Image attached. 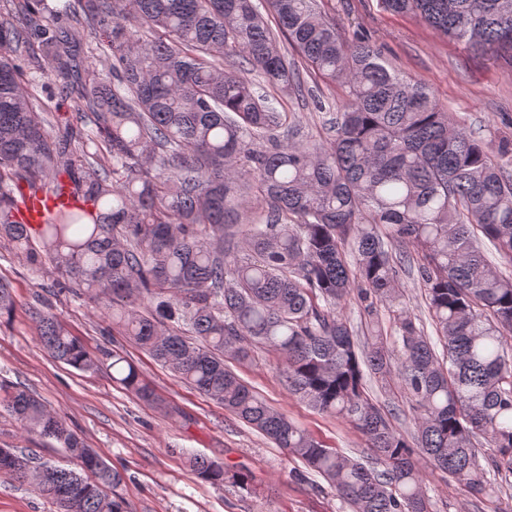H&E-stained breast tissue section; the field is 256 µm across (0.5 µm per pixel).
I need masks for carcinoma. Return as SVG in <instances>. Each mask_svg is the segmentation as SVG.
Segmentation results:
<instances>
[{
    "label": "carcinoma",
    "instance_id": "carcinoma-1",
    "mask_svg": "<svg viewBox=\"0 0 512 512\" xmlns=\"http://www.w3.org/2000/svg\"><path fill=\"white\" fill-rule=\"evenodd\" d=\"M266 2L274 29L256 0H0V47L12 52L0 53V238L56 274L53 287L91 292L112 329L299 459L351 512H431L417 454L467 495H494L488 475H512V272L487 253L512 266V144L491 155L424 82L389 70L368 40L339 37L315 0ZM380 3L476 51L512 53V0ZM58 16L67 24L46 23ZM281 36L348 88L326 144L294 141L288 113L256 91L303 94ZM96 55L112 57L111 72ZM234 56L243 63L224 67ZM22 57L47 65L86 127L47 128ZM24 185L67 187L75 203L25 224ZM396 242L412 252L397 259ZM404 264L440 356L397 286ZM353 296L369 318L362 344L339 313ZM14 311L0 281V323ZM38 331L60 362L96 366L52 313L38 314ZM256 348L276 354L290 394L361 431L377 465L316 440L224 365V353L246 360ZM368 376L403 393L413 434L373 402ZM112 381L162 405L116 352ZM7 408L80 470L0 448L1 473L58 512H122V474L64 418L19 387ZM188 463L212 484L247 487L222 463Z\"/></svg>",
    "mask_w": 512,
    "mask_h": 512
}]
</instances>
